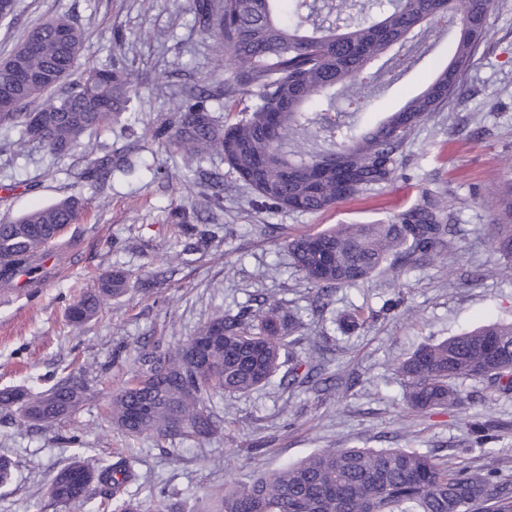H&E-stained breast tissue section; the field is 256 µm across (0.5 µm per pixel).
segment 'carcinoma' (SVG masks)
I'll return each instance as SVG.
<instances>
[{"label": "carcinoma", "instance_id": "carcinoma-1", "mask_svg": "<svg viewBox=\"0 0 512 512\" xmlns=\"http://www.w3.org/2000/svg\"><path fill=\"white\" fill-rule=\"evenodd\" d=\"M276 0H193L204 35L213 41L219 67L233 61L232 81L211 90L182 92L173 131H158L190 168L219 156L262 201L289 212L320 213L359 192L388 183L415 129L456 97L474 65L490 25L493 0H365L363 17L344 27L336 19L355 0H329L335 19L318 20L312 0H289L294 22L275 13ZM458 33L451 60L417 94L384 120L359 131L323 104L331 89L344 92L354 114L370 108L362 89L391 86L414 64L409 35L440 29L448 19ZM81 27L62 15L31 27L22 43L0 60V124L17 131L1 150L23 153L39 145L65 155L83 138L136 111L140 76L123 69L87 67L76 72ZM226 99L233 117L220 125L209 102ZM43 102L28 110L34 100ZM83 208L72 195L0 221V289L56 242ZM451 216L432 191L398 214L374 224H336L290 239L295 270L316 288L315 308L337 288L364 283L398 261L426 262L448 250ZM489 238L512 275V184L501 194ZM128 292L122 273L99 279L67 307L73 326L94 319L107 297ZM303 323L280 301L264 298L235 314L205 322L200 336L224 340L200 360L185 343L164 353L140 351L130 380L112 395L107 418L127 435L152 433L197 443L221 433L207 403L247 395L273 384L332 387L315 351H293ZM46 389L0 388V410L25 423L51 428L75 413L87 386L70 365ZM408 407L450 409L462 400L466 380L512 394V322L495 321L416 348L395 365ZM499 455L485 452L484 466L456 469L434 456L405 448H325L296 463L224 487L211 512H512V480L501 478ZM132 456L101 461L77 453L52 477L46 494L61 506L81 503L91 484L103 488L102 512H143L129 492L139 479Z\"/></svg>", "mask_w": 512, "mask_h": 512}]
</instances>
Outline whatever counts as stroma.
<instances>
[{"instance_id":"35a3bbf8","label":"stroma","mask_w":512,"mask_h":512,"mask_svg":"<svg viewBox=\"0 0 512 512\" xmlns=\"http://www.w3.org/2000/svg\"><path fill=\"white\" fill-rule=\"evenodd\" d=\"M73 16L86 31L78 66L116 65L139 72L137 110L127 125L98 134L114 167L105 186L79 180L90 158L84 149L56 156L41 147L0 152V218L14 217L81 196L85 210L59 238L55 267L39 288L0 297V387L23 384L38 391L61 365H72L92 391L71 416L44 431L0 412V453L18 462L13 480L0 485V512H98L99 486L79 505L45 499L55 472L74 454L68 436H80L89 455L131 453L140 480L130 491L154 512L161 490L179 492L185 512H204L230 481L296 461L321 448H412L454 466L478 467L484 451L470 426L490 421L491 447L501 475L512 479V396L481 383L464 384L451 411L416 413L394 374L397 360L419 345L439 341L489 320H512V276L488 277L499 256L487 236L499 190L512 179V0H495L491 29L461 95L448 110L419 126L399 157L396 179L338 202L321 214L264 205L219 159L203 168L223 172L233 189L214 199L194 185V172L166 139L149 130L177 112L180 86L231 80L233 67L216 70L211 40L195 22L192 0H17L12 20L0 22V56L35 23ZM454 31L415 39L414 66L391 88L377 92L363 124L384 118L420 91L450 58ZM192 193H185L186 183ZM438 192L456 218L452 254L408 264L393 278L376 277L337 289L324 313L312 310L313 289L291 268L286 242L335 224H371ZM193 224L191 233L180 222ZM130 277L128 293L106 300L99 315L76 328L64 311L79 292L96 288L106 273ZM270 297L292 306L305 328L298 350L319 351L336 388L259 390L238 397L219 437L199 445L152 434L127 437L106 418L113 392L131 377L143 345L160 350L186 343L225 310Z\"/></svg>"}]
</instances>
